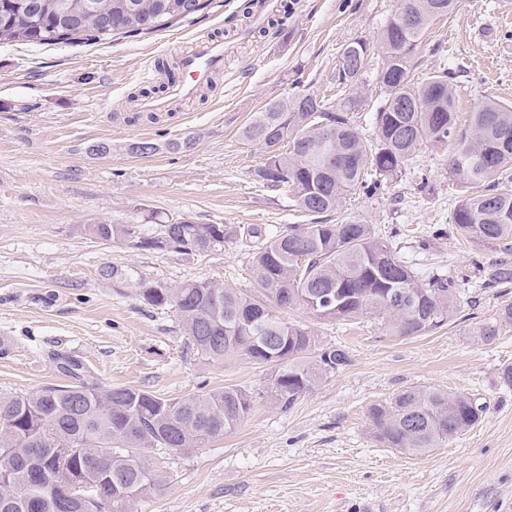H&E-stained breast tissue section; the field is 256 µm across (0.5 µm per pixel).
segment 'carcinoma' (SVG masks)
I'll return each instance as SVG.
<instances>
[{
  "mask_svg": "<svg viewBox=\"0 0 512 512\" xmlns=\"http://www.w3.org/2000/svg\"><path fill=\"white\" fill-rule=\"evenodd\" d=\"M414 19L391 16L378 39L377 139L361 137L352 124L356 100L331 105L298 93L271 102L241 131L259 147L269 136L288 147L267 154L251 171L253 181L284 188L310 218L306 224L268 236L260 224L240 230L222 224L159 225L158 235L135 246L184 255L208 253L232 237L252 248L253 287L219 282L167 286L136 282L146 304L175 308L189 343L209 360L240 357L276 374L269 388L274 402L291 406L324 376L350 363L349 351L323 343L311 328L283 318L302 307L328 323L364 315L385 318L389 335L424 336L453 322L462 312L461 289L443 272L418 273L401 259L373 224L332 223L346 196L373 194L403 172L421 146L450 145L448 172L464 188L451 223L476 246L497 245L502 257L485 275L488 288L512 285V106L492 99L458 122L454 73L437 70L425 81L409 80V66L430 24L449 15L457 0H402ZM191 0H0V42L90 43L115 32L148 34L187 18ZM353 62L339 60L334 80L351 85L370 44L356 39ZM85 235L110 241L132 239L128 225L86 224ZM512 324V303L482 323L477 335L496 338ZM71 382L31 394L0 398V512H133L137 500L162 496L170 483L146 453H188L236 429L253 407V397L226 386L178 399L131 387H103L82 363L61 358ZM484 405L467 393L409 387L373 404L368 420L390 448L418 456L473 428Z\"/></svg>",
  "mask_w": 512,
  "mask_h": 512,
  "instance_id": "1",
  "label": "carcinoma"
}]
</instances>
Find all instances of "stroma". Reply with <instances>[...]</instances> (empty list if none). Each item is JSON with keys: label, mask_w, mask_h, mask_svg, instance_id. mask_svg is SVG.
I'll list each match as a JSON object with an SVG mask.
<instances>
[{"label": "stroma", "mask_w": 512, "mask_h": 512, "mask_svg": "<svg viewBox=\"0 0 512 512\" xmlns=\"http://www.w3.org/2000/svg\"><path fill=\"white\" fill-rule=\"evenodd\" d=\"M247 2L214 0L196 17L139 37L0 43V337L8 340L0 345V396L65 384L56 352L78 358L105 387L172 399L229 385L254 394L233 432L166 457V494L142 498L134 512H512V387L499 380L512 365V325L489 343L473 334L512 303V293L481 279L498 247L462 241L449 222L461 191L448 173L447 147L422 145L381 194L348 196L338 216L377 225L418 272L451 273L470 299L463 321L397 338L374 315L315 325L304 309L285 310L286 320L313 325L351 357L288 408L267 400V370L199 355L174 308L146 305L135 288L139 278L251 287L241 241L183 255L80 233V225L107 222L151 236L185 218L264 224L274 233L306 223L288 192L253 181L266 155L239 132L273 100L303 91L330 103L347 97L332 76L341 49L357 38L373 48L353 118L363 137L375 138L383 96L375 43L397 0H280L283 22L260 26ZM200 38L227 47L213 87L166 111H141V92L163 97L171 79L184 77L180 70L167 77L159 61H176ZM444 67L457 72L460 119L488 98L512 105V0H459L452 15L435 20L409 78L418 83ZM188 137L192 148L168 149ZM136 140L158 149L133 155L127 147ZM100 143L109 153H96ZM436 227L442 235L421 250L419 237ZM106 266L128 279L103 278ZM411 386L475 395L485 411L473 429L425 455L402 454L373 433L367 410Z\"/></svg>", "instance_id": "1"}]
</instances>
